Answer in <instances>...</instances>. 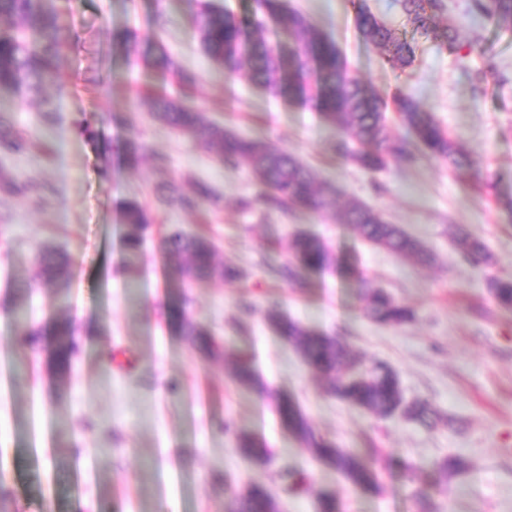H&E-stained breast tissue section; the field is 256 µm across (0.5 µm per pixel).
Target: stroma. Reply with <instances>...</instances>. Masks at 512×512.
Instances as JSON below:
<instances>
[{"instance_id":"stroma-1","label":"stroma","mask_w":512,"mask_h":512,"mask_svg":"<svg viewBox=\"0 0 512 512\" xmlns=\"http://www.w3.org/2000/svg\"><path fill=\"white\" fill-rule=\"evenodd\" d=\"M330 33L350 70L386 91L408 85L422 108L475 157L477 168L452 171L420 156L381 171L361 169L338 155L340 139L313 105L297 106L230 74L201 51L189 25L188 0H55L61 72L39 94L0 92V110L29 139L21 155H0V175L46 184L37 209L0 189V512H232L252 487L269 492L281 512H319L321 497L339 512H417L415 489L431 496L432 512H512V312L498 309L488 275L512 276V32L468 12L469 0H448L447 20L462 40H478L486 55L467 67L453 53L419 41L412 67L399 72L380 49L365 45L351 0H288ZM162 12L158 41L197 77L183 90L154 70L128 67L121 38ZM492 69L487 93L472 73ZM109 79L97 90L93 78ZM164 90L188 97L212 121L268 140L335 185L341 201L379 210L433 251L420 267L362 240L334 214L307 209L259 218L239 211L240 197L257 184L243 167L156 122L149 97ZM57 114L42 119L44 107ZM96 131L89 143L79 125ZM138 136L151 152L139 169L119 165L125 138ZM167 159L156 170L154 156ZM176 178L203 183L218 207L185 212L160 203L157 184ZM140 201L154 226L143 251L124 255L119 242L122 201ZM487 244L494 264L465 261L457 228ZM208 235L220 262L243 278L183 287L166 274L159 247L171 229ZM296 230L324 239L336 267L288 285L269 274L286 260ZM66 253L65 287L37 284L24 322L18 286L32 281L38 247ZM410 307L401 327L363 313L362 283ZM249 298L255 313L240 318ZM185 308L224 348L208 358L175 335L173 307ZM275 308L304 327L337 337L364 364L381 361L400 376L406 401L423 399L460 429H427L401 416L376 417L333 397L325 376L311 369L293 344L268 324ZM67 319L76 328L70 371L51 369L41 336L18 348L22 328ZM248 357L258 384L236 382L232 366ZM288 396L316 435L359 455L379 487L352 486L319 460L282 422L277 400ZM258 439L265 457L241 455L237 435ZM469 468L449 477V454ZM306 479L289 491L282 472Z\"/></svg>"}]
</instances>
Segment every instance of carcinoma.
Returning a JSON list of instances; mask_svg holds the SVG:
<instances>
[{"mask_svg":"<svg viewBox=\"0 0 512 512\" xmlns=\"http://www.w3.org/2000/svg\"><path fill=\"white\" fill-rule=\"evenodd\" d=\"M53 0H0V18L16 17V27L0 29V88L21 95L39 91L42 84L57 77L58 45L61 39ZM255 19L244 22L221 6L210 3L195 5L188 17L199 34L201 51L215 64L231 74L246 71L247 79L270 93L307 103L311 100L323 118L342 135L338 152L367 171L384 168L389 161L407 163L415 152L442 159L448 167L473 169L478 162L431 115L424 111L407 87L398 85L382 94L351 74L336 41L309 22L287 0H254ZM355 27L361 39L379 48L389 66L404 71L414 61L417 39L433 42L456 53L462 48L458 29L442 25L448 11L447 0H394L405 19V28L387 25L371 12L365 0H355ZM475 15L499 30H512V0H473ZM162 16L148 20L143 35L132 33L125 42L131 61L168 73L183 88L195 85V77L177 68L171 57L155 50L152 31L162 26ZM286 34L292 47L284 51L278 36ZM397 114L406 135L400 137L388 124L386 112ZM149 112L155 121L171 128L193 142L213 151L226 167H246L260 188L241 198L239 210L267 215L302 207L317 213L335 208L336 189L323 186L315 172L292 153L258 138L240 136L233 129L209 122L201 112L165 94L151 97ZM27 140L0 113V153L19 155ZM147 154L146 145L136 137L126 139L121 161L127 168L137 167ZM0 185L28 206L42 205L43 186L28 180L2 179ZM158 199L183 210H199L202 204L216 201L210 188L197 184L192 192L184 191L175 180L157 184ZM338 222L348 224L362 238L386 250L429 267L435 255L399 225L388 223L378 210L361 202H351L339 215ZM122 247L126 254L138 253L152 224L148 210L136 200L127 201L122 210ZM456 243L463 257L474 264L488 265L492 257L485 242L466 231H458ZM289 258L274 274L287 283H298L310 271H322L332 263L326 244L318 236L297 232L288 243ZM164 269L184 281L210 279L236 280L240 273L232 266L216 261L209 239L174 231L162 244ZM41 282L56 284L67 277L68 260L58 250L42 247L35 257ZM486 287L493 303L512 311V278L490 276ZM364 315L384 325L403 326L413 318L412 311L378 288L364 289ZM274 331L296 346L304 361L313 369L331 377L329 391L337 398L379 417L397 413L428 429L453 419L442 417L430 403L403 400L396 372L383 363L362 367L346 346L331 336L306 328L275 310L266 313ZM173 329L199 346L210 356L220 355L216 342L207 330L187 314L175 309L170 315ZM51 357L56 367L65 371L74 352L73 330L67 323L54 325ZM243 387L255 384V376L246 362H239L234 372ZM279 412L283 422L310 448L313 454L337 471L354 486L375 488L378 480L358 456L317 438L303 414L282 398ZM237 448L246 456L262 455V444L241 435ZM235 512H276L275 502L260 487L250 489L239 498Z\"/></svg>","mask_w":512,"mask_h":512,"instance_id":"obj_1","label":"carcinoma"}]
</instances>
